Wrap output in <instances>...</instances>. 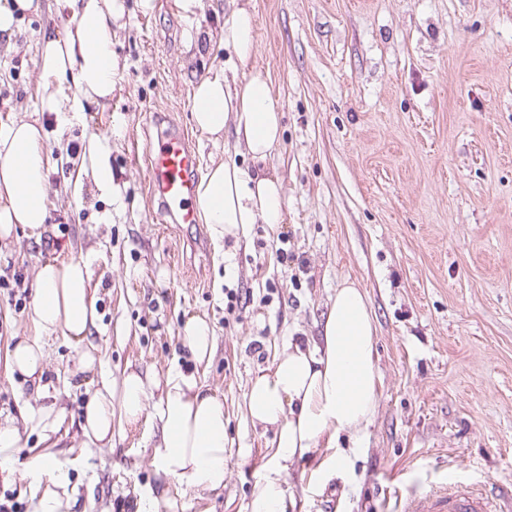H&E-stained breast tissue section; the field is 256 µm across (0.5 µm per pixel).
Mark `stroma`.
Listing matches in <instances>:
<instances>
[{
	"instance_id": "1",
	"label": "stroma",
	"mask_w": 512,
	"mask_h": 512,
	"mask_svg": "<svg viewBox=\"0 0 512 512\" xmlns=\"http://www.w3.org/2000/svg\"><path fill=\"white\" fill-rule=\"evenodd\" d=\"M249 2L252 65L268 73L282 138L267 168L282 180L283 224L251 225L215 242L207 224H173L149 194L145 147L162 125L184 129L200 168L237 153L191 120L192 90L229 60L224 21ZM125 0L112 29L120 62L112 97L65 123L39 112V47L71 26L39 0L0 40V121L38 112L48 143L49 224L17 228L0 250V422L18 424L20 461L54 451L77 512H165L152 501L149 423L114 422L112 444L85 447L86 375L73 342L53 335L43 397L11 378L12 336H28L37 266L61 248L85 259L98 320L87 339L102 372L195 377L224 400L230 446L224 490L179 487L182 512H247L275 452L272 431L245 414L249 380L288 340L320 333L337 288L356 282L377 328L376 415L358 441L341 440L350 470L324 474L332 451L289 464L285 487L302 512H398L397 495L458 470L471 484L512 482V0ZM109 151L116 189L101 196L69 178L91 136ZM244 306L227 312L225 288ZM207 316L208 364L179 329ZM65 408L24 424L26 403Z\"/></svg>"
}]
</instances>
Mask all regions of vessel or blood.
<instances>
[{
	"label": "vessel or blood",
	"mask_w": 512,
	"mask_h": 512,
	"mask_svg": "<svg viewBox=\"0 0 512 512\" xmlns=\"http://www.w3.org/2000/svg\"><path fill=\"white\" fill-rule=\"evenodd\" d=\"M149 188L162 210L175 224L198 221L193 205L199 159L180 127L159 130L147 150ZM404 512H498L492 499L457 479L434 485L404 499Z\"/></svg>",
	"instance_id": "obj_1"
}]
</instances>
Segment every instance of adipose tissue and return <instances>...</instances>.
<instances>
[{
  "instance_id": "ef3b65f1",
  "label": "adipose tissue",
  "mask_w": 512,
  "mask_h": 512,
  "mask_svg": "<svg viewBox=\"0 0 512 512\" xmlns=\"http://www.w3.org/2000/svg\"><path fill=\"white\" fill-rule=\"evenodd\" d=\"M73 27L64 37L45 40L40 49L41 109L58 115L82 111L84 104L111 97L118 62L112 53V25L123 19L124 0H58ZM256 43L255 14L235 9L224 22V47L246 70L236 76L218 71L201 78L192 90L191 117L196 129L219 140L233 127L236 144L259 165L250 171L230 161L211 163L195 198L196 209L212 237L240 238L249 225L283 222L286 200L282 183L262 165L282 136V114L269 78L251 66ZM70 80L73 95L63 92ZM48 147L38 119L0 123V243L11 244L17 225L40 229L50 218L47 206ZM92 179L102 194L113 192L112 167L99 138H92L74 188ZM29 316L33 335L8 349L10 373L31 381L43 393L46 341L62 334L83 341L97 320L86 263L56 257L41 263L32 284ZM180 340L199 362L209 360L214 333L200 315L182 325ZM376 326L368 297L351 282L337 288L318 339L288 342L273 363L250 381L246 401L253 426L274 432L276 450L256 479L249 512H291L282 473L289 462L312 449H331L329 468L343 470L351 461L340 450L341 436L357 438L371 424L377 407ZM141 373H124L120 382L102 379L86 389L81 429L90 443L112 442V420L129 425L144 420L160 430L153 464L164 482H178L198 495L220 493L227 470L224 403L194 379L167 376L157 403H150ZM21 435L0 424V480L23 482L33 512H74L77 500L67 474L55 471L52 453L32 457L17 469Z\"/></svg>"
}]
</instances>
